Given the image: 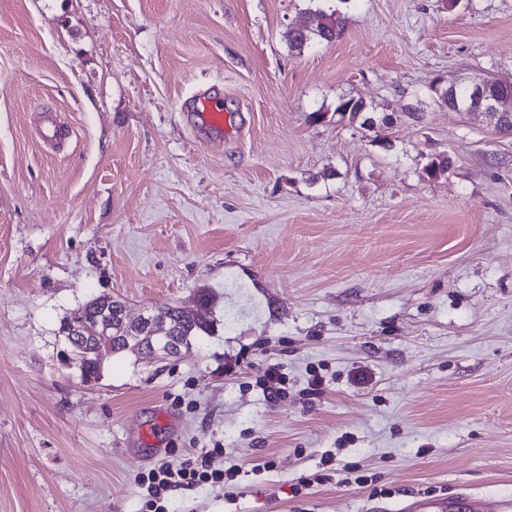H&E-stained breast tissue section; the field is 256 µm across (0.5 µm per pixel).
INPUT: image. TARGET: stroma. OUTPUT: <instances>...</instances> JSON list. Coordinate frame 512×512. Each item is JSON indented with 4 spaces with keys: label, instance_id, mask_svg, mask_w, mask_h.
Segmentation results:
<instances>
[{
    "label": "stroma",
    "instance_id": "35a3bbf8",
    "mask_svg": "<svg viewBox=\"0 0 512 512\" xmlns=\"http://www.w3.org/2000/svg\"><path fill=\"white\" fill-rule=\"evenodd\" d=\"M320 5L0 0V512H142L140 472L217 442L236 479L169 512L512 496V132L431 90L512 82V0H348L292 52ZM206 90L223 133L189 116ZM342 97L393 124L337 122ZM204 288L217 323L178 356L65 365L90 298ZM310 22L288 31V46L291 51L301 53L315 42H331L340 37L346 26L344 13L328 7L317 8L311 13ZM287 382L288 379L285 374L281 372L280 367L276 364H270L266 369L260 385L263 386V389L267 392L270 399H276L286 391Z\"/></svg>",
    "mask_w": 512,
    "mask_h": 512
}]
</instances>
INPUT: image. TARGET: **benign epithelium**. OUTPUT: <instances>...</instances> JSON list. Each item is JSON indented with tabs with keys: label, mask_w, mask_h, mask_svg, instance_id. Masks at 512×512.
<instances>
[{
	"label": "benign epithelium",
	"mask_w": 512,
	"mask_h": 512,
	"mask_svg": "<svg viewBox=\"0 0 512 512\" xmlns=\"http://www.w3.org/2000/svg\"><path fill=\"white\" fill-rule=\"evenodd\" d=\"M470 100L471 111L484 113L493 123H501L512 117L511 113L501 111L500 100L488 95L482 83L471 85ZM117 312L120 325L125 330L122 351H131L139 355L146 350L149 352L147 357L149 362L164 361L180 353L182 346L171 336L172 325L169 323L168 315L145 311L132 316L123 303L118 305ZM104 317H112V310L104 309L102 316L97 318V323L93 326L81 318L71 324L65 336L68 347L67 360L70 366L82 369L79 352L84 347L89 348L99 361L116 353L112 322L102 321Z\"/></svg>",
	"instance_id": "1"
}]
</instances>
